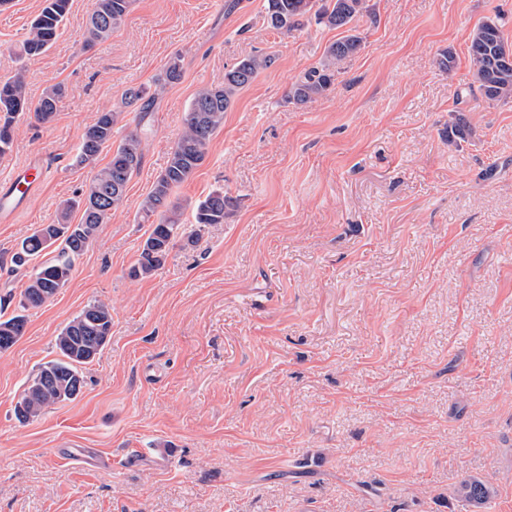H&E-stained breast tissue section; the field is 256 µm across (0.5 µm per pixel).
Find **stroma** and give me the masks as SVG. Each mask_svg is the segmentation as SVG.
<instances>
[{"mask_svg":"<svg viewBox=\"0 0 512 512\" xmlns=\"http://www.w3.org/2000/svg\"><path fill=\"white\" fill-rule=\"evenodd\" d=\"M360 51L331 90L288 102L345 29L278 33L266 0H133L104 42H81L93 4L71 0L53 46L22 44L43 0L0 7V80L24 70L31 101L54 85V120L24 113L0 180L43 162L26 212L0 223V313L27 281L12 255L60 203L96 114L114 140L152 134L139 171L69 283L28 310L0 352V512H512V102H488L472 30L512 0H371ZM452 51L454 69L433 58ZM253 54L273 57L239 90L203 164L176 190L182 222L221 188L237 206L153 276L128 275L150 232L139 207L165 168L195 93ZM182 78L148 114L123 107L172 56ZM463 115L465 138L448 135ZM112 336L81 394L18 423L13 407L57 359L60 330L89 302ZM98 448L96 468L61 449ZM494 489L480 510L464 479Z\"/></svg>","mask_w":512,"mask_h":512,"instance_id":"stroma-1","label":"stroma"}]
</instances>
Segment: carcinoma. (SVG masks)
<instances>
[{
    "mask_svg": "<svg viewBox=\"0 0 512 512\" xmlns=\"http://www.w3.org/2000/svg\"><path fill=\"white\" fill-rule=\"evenodd\" d=\"M370 0H267L264 21L280 32L297 28L309 21L317 25L343 28L356 18L370 12ZM70 0H44L33 19L23 43L29 58L45 53L55 43L68 13ZM131 0H95L89 24L82 34V43L91 46L107 40L119 28L129 12ZM503 25L497 18H488L476 26L469 38V58L478 90L489 102L512 100V43L504 37ZM362 45L357 34L346 35L331 43L325 51L321 67L297 80L288 92V102L305 104L324 95L336 81L339 64L354 56ZM272 64L268 56L252 55L224 71V84L197 91L183 116V131L174 146L164 170L140 206L142 219L158 216L144 241L135 264L129 271L133 279L152 276L162 268L176 243H195L199 232L209 224H222L236 207V201L224 190L215 189L194 207L195 228L182 231V204L173 197L174 190L190 180L203 162L215 131L224 123V112L232 105L236 91L249 85L260 71ZM180 57L174 56L164 75L155 81V88L181 79ZM62 98V89L53 86L45 91L37 104H32L23 71L0 82V156L7 154L13 142L16 117L34 113L42 123L53 121ZM128 104H140L146 112L155 100V93L138 86L124 91ZM120 113H97L82 135L77 161L95 162L100 153L112 150L109 162L94 170L83 197L66 199L60 204L55 220L40 224L25 238L12 257L16 268L31 266L28 280L21 292L20 312L0 319V352L18 341L26 330L23 312L45 304L71 279L77 260L93 242L100 225L107 222L112 210L123 202L128 183L140 169L144 142L148 131L141 128L129 132L117 146H112L114 127ZM82 210L80 222L70 223L74 209ZM53 249V256L38 265L33 260ZM112 330V308L101 301L87 304L70 320L55 338L60 358L40 366L27 382L14 407L20 422L40 416L46 409L79 396L84 386L82 368L92 363L104 350ZM459 496L480 508L493 494L483 480L472 477L458 488Z\"/></svg>",
    "mask_w": 512,
    "mask_h": 512,
    "instance_id": "cac0c4a2",
    "label": "carcinoma"
}]
</instances>
